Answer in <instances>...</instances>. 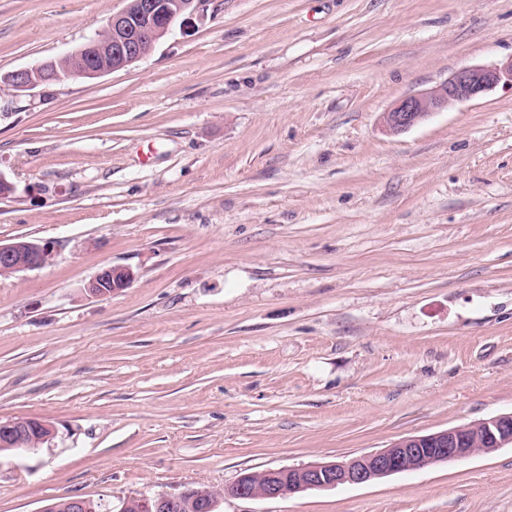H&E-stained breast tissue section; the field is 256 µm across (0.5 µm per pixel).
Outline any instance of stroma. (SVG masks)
I'll return each mask as SVG.
<instances>
[{
	"label": "stroma",
	"mask_w": 512,
	"mask_h": 512,
	"mask_svg": "<svg viewBox=\"0 0 512 512\" xmlns=\"http://www.w3.org/2000/svg\"><path fill=\"white\" fill-rule=\"evenodd\" d=\"M125 0H0V75ZM512 57V0H211L144 59L0 89V512L202 487L217 512H512V447L275 500L246 471L345 461L512 412V88L385 130ZM105 265L133 281L85 295ZM501 82L512 88V57L490 66L461 68L437 88L399 99L384 114V126L390 133H401L434 112L468 101ZM48 242L13 241L0 242V275H12L42 268L53 258ZM34 431L35 435L32 434ZM29 435L32 441L23 451L33 450L48 442L54 435V428L47 421L39 418H19L0 422V452L18 451L14 447L21 445L22 441Z\"/></svg>",
	"instance_id": "stroma-1"
}]
</instances>
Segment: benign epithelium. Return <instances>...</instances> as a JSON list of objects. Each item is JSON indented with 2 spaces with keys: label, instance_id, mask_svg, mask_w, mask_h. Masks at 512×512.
<instances>
[{
  "label": "benign epithelium",
  "instance_id": "benign-epithelium-1",
  "mask_svg": "<svg viewBox=\"0 0 512 512\" xmlns=\"http://www.w3.org/2000/svg\"><path fill=\"white\" fill-rule=\"evenodd\" d=\"M210 0H128L125 8L110 17L99 34L89 39L72 55L81 60L74 75L95 79L124 69L142 59L161 37L183 22L187 15H204ZM55 68L54 60L38 62L0 77V82L22 94L43 83L41 76ZM505 84L512 88V58L490 66H468L458 70L437 88L399 99L384 114L383 123L391 133H401L431 114L451 105L468 101L479 94ZM47 242L13 241L0 243V275L39 269L53 258ZM134 279L129 267L106 265L86 284L89 297L110 296L127 287ZM54 428L39 418H19L0 422V446L14 447L26 437L33 450L48 442ZM512 446V413L502 414L473 425L457 426L424 436L402 438L389 447L353 458L346 462H324L312 465L268 469L263 471L261 485L250 473L241 475L225 493L240 499H276L312 489L333 488L341 484H363L403 471L418 470L439 463ZM189 491L174 495L130 497L112 512H182ZM195 512H214L218 496L194 491ZM87 512L88 500L71 497L64 503H51L41 512Z\"/></svg>",
  "mask_w": 512,
  "mask_h": 512
}]
</instances>
